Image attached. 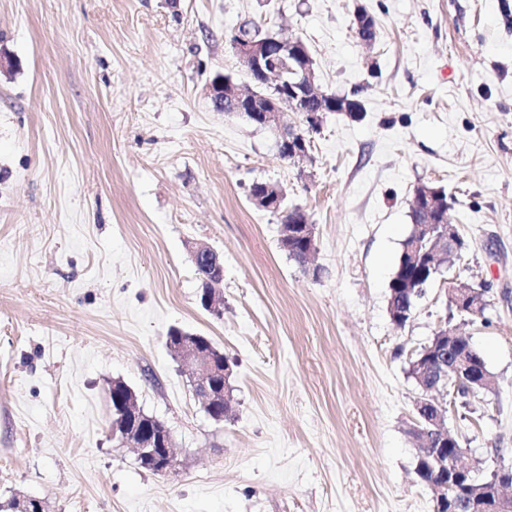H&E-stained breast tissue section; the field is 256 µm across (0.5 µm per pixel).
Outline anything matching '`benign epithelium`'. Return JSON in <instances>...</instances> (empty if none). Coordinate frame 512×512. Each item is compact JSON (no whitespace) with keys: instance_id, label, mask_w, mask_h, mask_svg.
I'll return each instance as SVG.
<instances>
[{"instance_id":"benign-epithelium-1","label":"benign epithelium","mask_w":512,"mask_h":512,"mask_svg":"<svg viewBox=\"0 0 512 512\" xmlns=\"http://www.w3.org/2000/svg\"><path fill=\"white\" fill-rule=\"evenodd\" d=\"M234 55L249 77L259 72L261 85L269 89L262 94L255 86H242L228 77H220L207 86V95L215 107L224 103L232 104L230 113L245 118L258 127L271 130L276 137L280 158L298 163L309 158L308 134L319 128L323 115L338 107L334 102L320 105L316 109L307 108L311 98H321L317 87V77L313 68L312 56L299 38H283L275 32L267 31L259 35L237 34L233 41ZM297 112L303 116V126L288 122L287 113ZM252 203L260 209L278 211L284 205V195L280 187L273 183L263 184L262 189L251 194ZM413 205L424 216V221L415 225V232L404 242V254L412 264H424L421 276L430 280H440L447 288L450 308L458 313L481 315L486 309L485 294L488 285L475 284L459 278L458 275L445 278L442 268L456 263L464 249L458 228L454 224L438 223L432 214L448 206V198L439 187L420 185L415 191ZM303 235L310 243V249L303 256V266L314 269L312 257L316 247L315 225H303ZM432 240L433 251L424 249V239ZM194 267L204 274V288L201 303L213 315L224 313L223 289L219 284L224 279V258L205 242L193 241L186 244ZM464 334L453 327H441L436 333L437 345L432 349L431 363L422 369L430 378V390L455 393L460 382L469 374L465 361L452 354L455 341ZM168 349L190 378L194 395L208 408L214 402L223 403L225 408L232 406V392L216 382L220 376L232 375L231 361L224 357L216 360L211 350L204 348L197 337H180L177 343H168ZM429 402L423 398L415 401L417 419L412 428L414 435L420 436L425 447L420 453L430 454L440 467L446 465L457 474H467V469L448 464L438 455L436 444L452 439L443 425V409H438L433 417L425 414L424 407ZM118 413L137 417L141 414L137 396L129 389L125 398L118 403ZM120 444L134 449L136 460L151 463L152 471L167 474L175 469V438L167 427L158 433H149L137 426L124 425L119 434ZM503 471L495 472L491 479L472 485V491L465 512H512V495L503 492Z\"/></svg>"}]
</instances>
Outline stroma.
<instances>
[{
    "label": "stroma",
    "instance_id": "1",
    "mask_svg": "<svg viewBox=\"0 0 512 512\" xmlns=\"http://www.w3.org/2000/svg\"><path fill=\"white\" fill-rule=\"evenodd\" d=\"M246 22L301 37L323 90L359 92L361 118L325 113L302 163L206 95L247 83L228 42ZM0 48V502L434 512L408 370L444 322L494 379L445 423L481 476L512 466V0H0ZM257 181L315 224L320 278L281 249ZM421 184L447 193L456 270L487 307L451 316L435 284L400 328L389 283ZM193 240L224 257L223 316L200 305ZM174 326L235 360L229 420L194 397ZM115 379L172 429L174 474L113 438Z\"/></svg>",
    "mask_w": 512,
    "mask_h": 512
}]
</instances>
